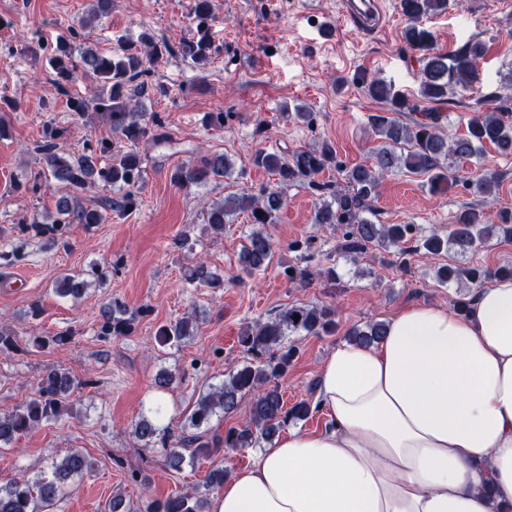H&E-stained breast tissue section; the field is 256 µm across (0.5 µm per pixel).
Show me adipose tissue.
<instances>
[{
	"instance_id": "adipose-tissue-1",
	"label": "adipose tissue",
	"mask_w": 512,
	"mask_h": 512,
	"mask_svg": "<svg viewBox=\"0 0 512 512\" xmlns=\"http://www.w3.org/2000/svg\"><path fill=\"white\" fill-rule=\"evenodd\" d=\"M469 311L400 310L375 345L343 344L298 429L236 469L209 512H495L512 505V278Z\"/></svg>"
}]
</instances>
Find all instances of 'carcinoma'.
I'll return each mask as SVG.
<instances>
[{
  "label": "carcinoma",
  "instance_id": "obj_1",
  "mask_svg": "<svg viewBox=\"0 0 512 512\" xmlns=\"http://www.w3.org/2000/svg\"><path fill=\"white\" fill-rule=\"evenodd\" d=\"M400 8L408 24L402 36L406 45L422 52L420 61V96L434 104L448 103L457 87L465 88L476 79L475 63L483 55L484 45L469 39L451 54L437 52L432 47V33L422 26L421 19L448 8V0H400ZM212 0H195L193 8L196 35L181 40L177 45L142 37L127 40L107 50L87 48L73 55L69 42L61 38L49 57L54 72L53 83L59 94L69 97L71 110L82 120L100 116L105 119L112 138H103L84 145L82 152H66L60 141L68 130L47 124L34 150L44 163V183L32 185V191L56 186L68 191L55 204V217L49 223L33 222L23 231L31 230L53 245L68 247L64 238L70 224H103L108 212L127 213L137 208V190L146 174L145 155L139 144L145 141L161 144L165 135L161 118L156 113L139 109L138 97L148 89L147 77L151 66L164 55L178 53L191 61L197 69H206L214 59L215 49L209 35L208 21L212 19ZM91 77L95 85L84 98L69 96L68 86L77 75ZM369 97L388 106L390 112H414L416 106L395 87L379 78L362 81ZM442 115L433 108L407 124L395 117L374 114L371 126L380 137V145L373 152L371 164H360L345 171L346 186L340 190L333 183H320L316 177L327 169L337 167L336 150L325 140L316 147H301L287 155L260 149L252 163L274 176L275 184L264 186L255 193L231 195L213 203L204 211L203 219L216 233L224 231V224L239 211L249 212L251 223L259 225L247 238L241 252L240 267L248 275L265 270L271 260L274 242L263 226L274 223L287 203L286 191L298 184H308L323 196L316 209L314 223L332 224L344 228L338 250L344 256L360 255L372 245L398 249V257L405 251L402 245L413 239L412 224H378L366 217L371 212L369 200L377 192L384 174L400 170L427 177L429 190L443 194L452 181V164L479 157L487 146L501 156L512 157V109L506 105L483 111L476 108L467 122L466 133L448 137L442 129ZM233 163L220 152L201 157L194 163L183 164L171 171V180L182 187L202 186L220 181L230 175ZM495 175L480 173L468 180L471 191L490 195L498 187ZM93 187H111L120 196L109 198L103 204L86 205L74 196L78 191ZM501 234L512 238V214L501 217V223L489 225L482 215L470 206L457 211L448 233L433 232L417 240V246L432 255L458 248L463 252L481 247L492 236ZM311 258L302 256L299 263L288 267L289 283L296 288H309L316 280L336 281L335 266L315 268ZM511 277L512 269L496 270L464 268L443 264L436 268L435 279L441 284L454 283L459 288L476 285L492 277ZM185 283L195 287L222 288L224 279L206 261L198 260L185 270ZM88 282L69 273L55 282L59 296L79 297ZM145 313L140 309L129 311L122 303L112 302L100 326L104 337L126 336L131 333L137 318ZM300 320H294L295 316ZM336 329V309L327 305H292L275 317L258 320L245 327L239 344L247 359L226 374L224 381L209 386L194 405L187 428L177 434L167 425L158 424L157 415L140 412L135 435L146 448H162L164 465L179 470L186 459L217 458L219 465L207 477L206 487L220 488L228 471L224 469V453L255 448L270 443L289 423L305 421L312 409L300 401L291 407L284 404L280 380L286 376L296 348L288 343V336L304 332L321 336ZM387 323L369 322L363 328L354 327L348 341L357 345L380 342L386 335ZM193 335L192 315L187 314L158 330L163 345H176ZM71 340L68 331L50 337L32 336L28 342L35 347L64 346ZM17 334L7 326H0V351H20ZM93 384L81 381L55 368L47 370L38 382L37 397L18 406L12 412L0 414V447L13 444L42 421L60 417L72 393ZM250 399V414L239 427H230L224 434H207L203 427L221 413H236L244 398ZM92 462L80 451H72L53 463L51 475L25 480L19 478L0 486V512H52L64 494L68 480L80 477L90 469ZM207 498L198 490L174 492L165 498L153 499L147 512H208Z\"/></svg>",
  "mask_w": 512,
  "mask_h": 512
}]
</instances>
